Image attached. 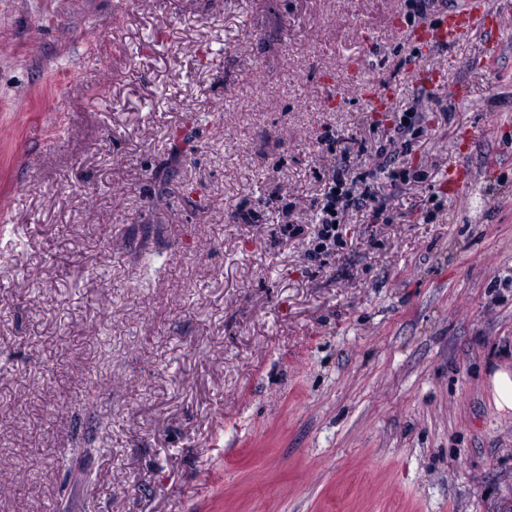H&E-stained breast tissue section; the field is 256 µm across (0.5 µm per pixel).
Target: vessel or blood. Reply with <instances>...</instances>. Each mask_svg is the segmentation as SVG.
Here are the masks:
<instances>
[{"label": "vessel or blood", "instance_id": "b4317fda", "mask_svg": "<svg viewBox=\"0 0 512 512\" xmlns=\"http://www.w3.org/2000/svg\"><path fill=\"white\" fill-rule=\"evenodd\" d=\"M498 23L499 15L487 0H463L462 6L447 10L430 27L428 43L447 49L476 33H492Z\"/></svg>", "mask_w": 512, "mask_h": 512}]
</instances>
